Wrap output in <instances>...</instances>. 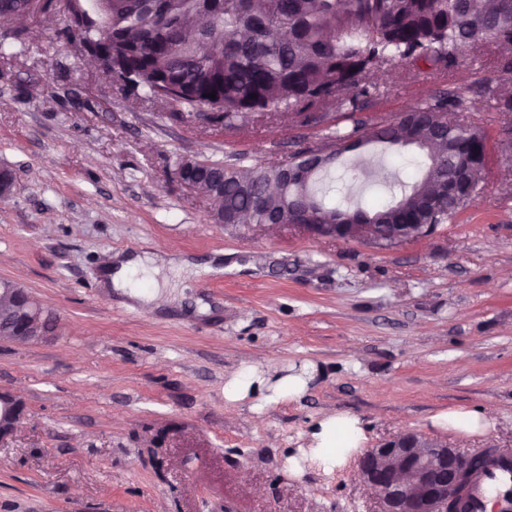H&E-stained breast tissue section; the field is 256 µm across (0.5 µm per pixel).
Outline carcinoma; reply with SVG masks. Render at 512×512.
<instances>
[{"mask_svg":"<svg viewBox=\"0 0 512 512\" xmlns=\"http://www.w3.org/2000/svg\"><path fill=\"white\" fill-rule=\"evenodd\" d=\"M112 25V59L136 78L137 94L177 111L212 108L226 129L262 112L335 100L342 89L368 93L363 76L396 59L449 66L459 51L512 45V0H105ZM19 13L14 38L33 20L19 0L0 10ZM215 93V98L207 97ZM461 102L448 93L411 111L421 121L397 119L373 128L376 141L425 157L420 176L396 200L352 212L327 205L311 190L316 179L303 152L301 181L282 180L279 166L196 160L199 187L233 224H256L266 214L288 220V197L319 220L339 223L353 213L381 224H446L461 197L455 171L462 156L476 167L486 159L483 129L448 122Z\"/></svg>","mask_w":512,"mask_h":512,"instance_id":"carcinoma-1","label":"carcinoma"}]
</instances>
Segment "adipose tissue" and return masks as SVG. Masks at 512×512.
Listing matches in <instances>:
<instances>
[{
	"mask_svg": "<svg viewBox=\"0 0 512 512\" xmlns=\"http://www.w3.org/2000/svg\"><path fill=\"white\" fill-rule=\"evenodd\" d=\"M190 271L189 261L173 251L153 256L120 254L114 265L103 273L101 285L130 299L158 306L162 303L160 296L151 291H137L134 275L139 273L152 280L164 273L187 274ZM318 372V367L308 363L285 370L247 366L226 377L224 400L234 404L248 403L250 410L259 414L271 404L300 400ZM432 425L461 437L481 434L493 427L489 418L469 409L437 413L432 418ZM366 441L360 417L346 411L330 413L313 422L307 447L286 456L285 466L294 477L301 476L309 468L326 475L341 473L348 470Z\"/></svg>",
	"mask_w": 512,
	"mask_h": 512,
	"instance_id": "ef3b65f1",
	"label": "adipose tissue"
}]
</instances>
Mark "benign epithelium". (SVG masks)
I'll list each match as a JSON object with an SVG mask.
<instances>
[{"label":"benign epithelium","instance_id":"1","mask_svg":"<svg viewBox=\"0 0 512 512\" xmlns=\"http://www.w3.org/2000/svg\"><path fill=\"white\" fill-rule=\"evenodd\" d=\"M112 43V31L100 26L75 42L77 49L90 57L97 70L113 74L112 56L102 47ZM307 155L320 168L336 161V148L325 145L310 148ZM295 228L315 238L361 241L374 246L385 242L387 225L352 221L348 224H297ZM430 224H408L391 245L426 235ZM7 297L15 305L8 331L0 339L32 344L49 339L55 331L51 310L24 288L0 281V299ZM21 398L0 392V442L11 436L24 414ZM467 464V456L448 442L426 438L408 431L368 450L360 462V475L380 497L384 512H447L448 498L458 486Z\"/></svg>","mask_w":512,"mask_h":512}]
</instances>
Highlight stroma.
<instances>
[{"instance_id":"stroma-1","label":"stroma","mask_w":512,"mask_h":512,"mask_svg":"<svg viewBox=\"0 0 512 512\" xmlns=\"http://www.w3.org/2000/svg\"><path fill=\"white\" fill-rule=\"evenodd\" d=\"M36 20L0 57V279L51 308L58 332L0 340V390L25 403L0 442V512H380L357 470L287 475L284 459L315 418L358 415L367 447L411 430L472 455L512 451V50L482 47L455 65L396 61L359 110L334 103L241 129L198 124L103 80L62 32ZM490 136L475 197L427 237L381 249L294 228L215 223L210 201L176 177L185 159L265 165L336 132L364 139L316 183L356 208L409 182L411 147L367 142L374 121L441 93ZM177 248L219 277L168 285L149 309L100 286L112 254ZM314 363L308 393L255 415L224 401L244 366ZM482 412L459 438L430 418Z\"/></svg>"}]
</instances>
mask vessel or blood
<instances>
[{
    "mask_svg": "<svg viewBox=\"0 0 512 512\" xmlns=\"http://www.w3.org/2000/svg\"><path fill=\"white\" fill-rule=\"evenodd\" d=\"M487 456L459 492L460 512H512V452L491 448Z\"/></svg>",
    "mask_w": 512,
    "mask_h": 512,
    "instance_id": "obj_1",
    "label": "vessel or blood"
}]
</instances>
